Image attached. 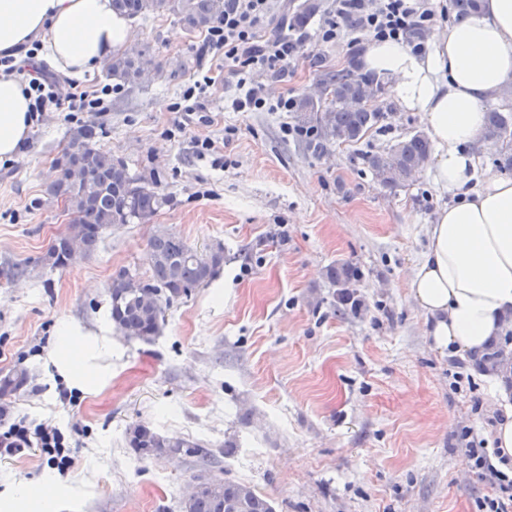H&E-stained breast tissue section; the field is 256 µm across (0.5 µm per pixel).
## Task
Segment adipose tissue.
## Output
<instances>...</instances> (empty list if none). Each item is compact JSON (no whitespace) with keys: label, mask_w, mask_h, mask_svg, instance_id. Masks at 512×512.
Returning <instances> with one entry per match:
<instances>
[{"label":"adipose tissue","mask_w":512,"mask_h":512,"mask_svg":"<svg viewBox=\"0 0 512 512\" xmlns=\"http://www.w3.org/2000/svg\"><path fill=\"white\" fill-rule=\"evenodd\" d=\"M130 37L112 0H0V56L36 43L78 79ZM360 61L388 82L399 110L419 113L433 153L426 177L452 197L428 227L409 289L434 349L465 356L512 328V178L480 170L476 153L487 104L512 87V0H483L434 34L426 53L371 41ZM29 104L24 82L0 74V161L27 137Z\"/></svg>","instance_id":"ef3b65f1"}]
</instances>
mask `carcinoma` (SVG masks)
<instances>
[{"label": "carcinoma", "instance_id": "1", "mask_svg": "<svg viewBox=\"0 0 512 512\" xmlns=\"http://www.w3.org/2000/svg\"><path fill=\"white\" fill-rule=\"evenodd\" d=\"M112 8L130 20L172 15L191 33L208 31L224 20V0H112ZM319 9V0L289 3L288 28L306 30ZM143 63L149 67L154 64L149 46L128 43L112 52L105 63L106 76L123 85L137 86ZM383 94L382 81L357 73L351 62L340 69H321L317 97L303 96L292 107L294 128L304 150L318 155L333 145L356 144L383 131V121L389 115ZM101 135V128L94 122L68 134V164L78 167L85 179L76 181L67 168L47 185L46 194L62 200L72 220L67 232L54 238L38 258L37 264L43 268H65L74 245L88 256L97 249L103 231L122 224H147L171 203L170 196L159 188L158 175L130 172L124 160L98 146ZM483 140L495 147L493 164L502 172L512 173V88L503 91L500 106L487 110ZM429 157L427 137L415 132L363 155L362 161L376 182L396 190L412 186ZM146 259L151 275L140 287L125 286L124 278L129 273L126 268L113 274L107 287L116 329L126 338L140 341H150L159 334L165 308L217 276L224 266V245L219 243L211 252H200L165 228L151 238ZM356 277L357 270L348 264L327 269V278L334 285L344 286ZM510 342L512 331L504 340H493L471 355L472 366L512 382V360L503 358ZM28 384L27 370L17 369L0 378V393L21 392ZM129 430L130 447L142 456L170 448L209 462V452L196 441L167 439L140 422ZM244 487L232 480H213L195 498L184 502V512H275L271 501L253 490L245 497L243 507L231 508L230 501Z\"/></svg>", "mask_w": 512, "mask_h": 512}]
</instances>
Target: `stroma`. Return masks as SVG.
Here are the masks:
<instances>
[{
    "instance_id": "stroma-1",
    "label": "stroma",
    "mask_w": 512,
    "mask_h": 512,
    "mask_svg": "<svg viewBox=\"0 0 512 512\" xmlns=\"http://www.w3.org/2000/svg\"><path fill=\"white\" fill-rule=\"evenodd\" d=\"M318 12L285 75H259L270 99L314 94L320 66L359 57L324 45ZM157 64L137 87L104 72L99 111L46 112L12 160L0 162V377L27 368L26 391L0 394V430L27 419L57 427L73 463L59 472L39 451L0 458V512L19 487L57 484V512H181L189 487L241 481L275 512H479L495 490L473 471L466 444L490 448L512 391L469 360L440 355L423 332L408 284L426 228L448 204L424 176L388 190L361 154L423 130L393 111L384 131L326 153L306 152L289 112H237L236 74L198 64L204 43L172 16L131 25ZM215 83L187 100L200 67ZM93 121L103 149L131 171H157L171 203L151 223L106 230L94 253L50 271L36 261L70 216L50 201L53 161L67 132ZM212 149H202V142ZM166 228L196 248L221 242L224 266L171 305L152 341L127 340L109 316L106 287L126 268L147 277L148 242ZM358 270L355 312L336 309L329 266ZM31 268L14 277L12 265ZM90 335L85 389L66 386L51 358L64 329ZM135 422L199 442L213 456H141Z\"/></svg>"
}]
</instances>
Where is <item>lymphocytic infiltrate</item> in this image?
<instances>
[{
    "mask_svg": "<svg viewBox=\"0 0 512 512\" xmlns=\"http://www.w3.org/2000/svg\"><path fill=\"white\" fill-rule=\"evenodd\" d=\"M275 0H225L224 20L209 31L206 48L214 58L223 60L225 67L238 76V96L233 105L237 110L287 111L291 100L269 102L261 86L250 78L252 70L269 75L287 71L297 58L300 41L282 34L265 37L264 30ZM437 12L428 0H330L321 31L325 44L343 40L349 42L393 40L424 51L425 32L437 23ZM5 73H18L27 83L31 118L44 112H93L102 103L100 97L70 86L62 90L56 84L35 76L25 68H13L9 58H0ZM38 448L53 465L68 467L70 456L64 453V437L59 429L24 420L11 424L0 433V456L12 455L26 448ZM468 461L491 485L498 495L483 502L487 512H512V477L496 468L486 449L472 448Z\"/></svg>",
    "mask_w": 512,
    "mask_h": 512,
    "instance_id": "1",
    "label": "lymphocytic infiltrate"
}]
</instances>
